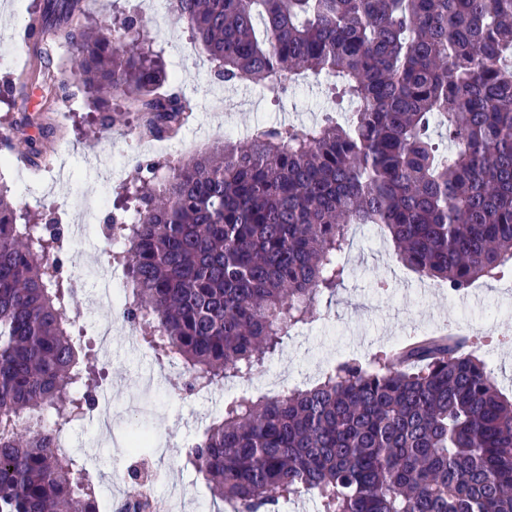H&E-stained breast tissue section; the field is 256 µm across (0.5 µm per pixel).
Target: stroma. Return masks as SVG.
<instances>
[{"label": "stroma", "mask_w": 512, "mask_h": 512, "mask_svg": "<svg viewBox=\"0 0 512 512\" xmlns=\"http://www.w3.org/2000/svg\"><path fill=\"white\" fill-rule=\"evenodd\" d=\"M138 2L152 49L174 88L198 104L191 124L171 142L179 157H191L227 140L239 141L258 126L321 122L331 110L321 80L304 79L298 91L278 103L256 87L225 88L215 80L209 61L184 25L174 20L165 0ZM33 5L34 0H0V79L25 62L16 52L15 39ZM27 95L23 107L15 101H0V132L32 138L52 158L34 177L12 162L11 152L0 149V182L8 187L24 223H41L63 204L114 200L120 186L131 184L138 166L153 163L165 170L167 157L157 140L138 136L135 114L114 112V121L106 128L86 99H79L71 110L60 100L49 111L41 85L29 87ZM69 256L76 287L71 310L77 315V327L84 330L83 343L94 354L98 316L89 309L88 294L97 283L88 268L105 263L106 258L86 243L71 244ZM341 261L346 269L344 283L335 295L320 297L311 321L289 330L278 351L250 378L226 380L206 398L186 394L183 376L156 358L135 327L114 322L112 351L98 362L106 371L104 382L116 412L112 434L104 436L88 422L72 424L68 434L92 457L122 458V438L136 420L127 403L139 395L141 377L160 375L148 397L155 414L140 420L163 452L156 461L161 480L153 512H211L213 501L203 478L184 469L181 459L226 401L244 393L273 396L310 386L350 359L371 363L376 355L415 334L416 324H428L433 334L452 328L475 337V354L487 361L502 392L512 396V271L484 280L477 291L452 295L438 285L427 288L396 260L378 227L369 236L354 233Z\"/></svg>", "instance_id": "1"}]
</instances>
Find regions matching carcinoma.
Wrapping results in <instances>:
<instances>
[{
    "label": "carcinoma",
    "instance_id": "carcinoma-1",
    "mask_svg": "<svg viewBox=\"0 0 512 512\" xmlns=\"http://www.w3.org/2000/svg\"><path fill=\"white\" fill-rule=\"evenodd\" d=\"M172 14L229 86L282 97L333 78L341 123L255 128L169 166L138 168L139 222L106 225L131 282L127 319L185 387L245 379L344 280L356 224H377L417 278L459 293L512 262V0H172ZM83 0H42L26 23L74 50V82L168 138L197 111L165 93L137 13L92 33ZM51 48L4 83L71 95ZM448 132L440 149L432 127ZM17 164L38 172L24 139ZM68 236L20 224L0 184V512H97L91 466L30 428L63 431L96 401L93 358L72 333ZM224 512H512V398L456 335L425 336L371 366L343 362L316 384L224 404L188 450Z\"/></svg>",
    "mask_w": 512,
    "mask_h": 512
}]
</instances>
